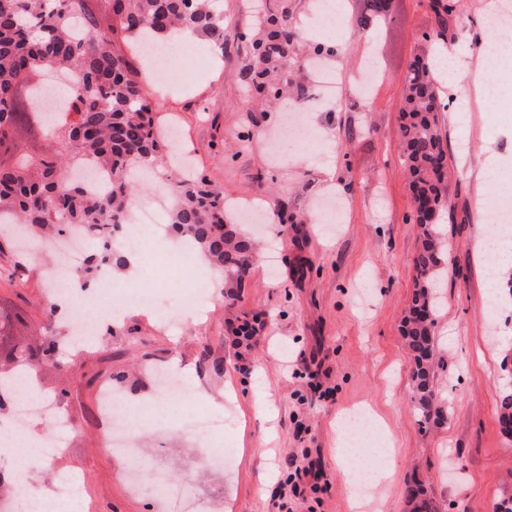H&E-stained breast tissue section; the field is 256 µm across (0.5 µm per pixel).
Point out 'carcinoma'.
<instances>
[{
    "label": "carcinoma",
    "mask_w": 512,
    "mask_h": 512,
    "mask_svg": "<svg viewBox=\"0 0 512 512\" xmlns=\"http://www.w3.org/2000/svg\"><path fill=\"white\" fill-rule=\"evenodd\" d=\"M391 0H360L363 31L387 19ZM256 32L241 34L251 63L240 80L267 98L282 96L298 32L288 26V0L276 11L258 12ZM180 31L206 38L224 50V19L214 0H0V216L57 235L78 227L101 240L123 229L133 200L136 163L164 166L162 131L149 93L140 82L144 35L168 41ZM48 73L74 74L66 85L64 111L51 121L21 95L23 81L44 86ZM447 109L434 76L431 55L410 61L401 109L399 148L409 177L419 246L412 264L414 291L403 338L411 361L418 422L442 416L434 384L437 349L435 315L438 273L448 255V235L431 219L429 207L448 206L446 137L439 113ZM92 165L110 177L107 192L95 195L74 169ZM174 202L170 223L215 267L229 275L234 296L256 259V245L238 224L224 218V191L197 175L187 182L166 177ZM58 345L35 349L15 338L13 320L0 314V380L37 371ZM410 512H437L424 484L405 485Z\"/></svg>",
    "instance_id": "carcinoma-1"
}]
</instances>
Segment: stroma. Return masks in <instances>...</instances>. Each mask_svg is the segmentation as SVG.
<instances>
[{"label": "stroma", "instance_id": "35a3bbf8", "mask_svg": "<svg viewBox=\"0 0 512 512\" xmlns=\"http://www.w3.org/2000/svg\"><path fill=\"white\" fill-rule=\"evenodd\" d=\"M465 0L439 14L432 0H396L393 21L368 33L357 25L359 0H343L337 27L311 28L318 0H290L293 28L313 43L337 48L335 104L325 93L305 99L315 133L306 143L283 136L282 102L255 106L254 90L239 80L250 58L240 32L254 19V0H220L224 52L214 67L186 66L182 79L151 90V101L173 119L179 145L198 171L224 189L233 220L244 207L305 216L302 224H261L271 260H259L238 296L223 289L196 312L179 308L181 285L156 283L139 273L112 272L117 288L156 292L167 313L130 309L98 328L96 337L64 346L58 364L39 367L41 391H62L79 431L61 434L67 453L33 467L35 486L64 471L78 483V512H162L136 491L124 465L99 448L98 386L119 380L128 401L153 390L151 367L177 372L194 398L144 416L137 441L144 466L162 461L186 476L184 493L208 512H407L410 479L423 481L438 512H494L512 496V441L500 432L499 394L512 387V296L489 295L488 256L475 243L488 214L477 194L512 192V164L497 183L479 186L476 174L489 154L512 155V81L493 98H479L468 78H443L449 101L440 121L447 135L451 208L443 216L452 247L441 275L435 336L440 366L435 387L444 417L420 425L414 409L410 360L401 324L411 301L418 248L413 201L398 148L405 76L415 56L440 50L475 63L482 50L471 40L491 5ZM444 32L441 44L432 35ZM23 252L0 236V310L16 334L65 338L68 320L51 313L44 277L53 242L32 238ZM258 326L256 345L233 346L244 323ZM223 415L222 465L204 466L203 445L192 439L193 413ZM363 407L377 419L383 464L391 449L394 472L376 488L371 507L357 504L349 460L338 451L342 415ZM300 448L317 458L323 477L317 493L283 508L279 496L289 456Z\"/></svg>", "mask_w": 512, "mask_h": 512}]
</instances>
